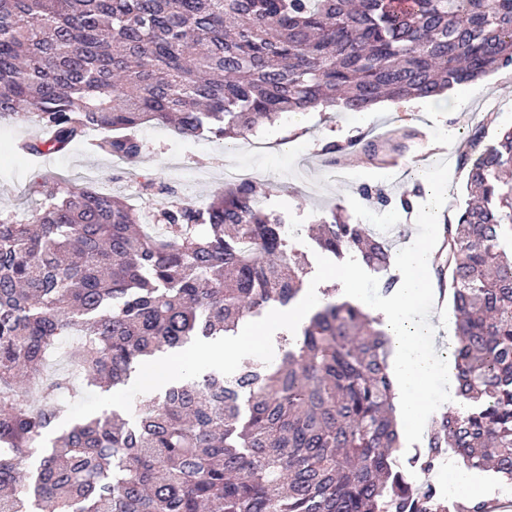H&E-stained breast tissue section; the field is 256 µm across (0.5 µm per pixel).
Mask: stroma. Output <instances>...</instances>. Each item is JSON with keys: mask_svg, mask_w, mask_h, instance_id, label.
<instances>
[{"mask_svg": "<svg viewBox=\"0 0 512 512\" xmlns=\"http://www.w3.org/2000/svg\"><path fill=\"white\" fill-rule=\"evenodd\" d=\"M482 83L484 90L475 97L466 96L464 87L454 89V96L463 100L464 110L459 114L429 111L427 102L420 100L408 111L377 107L362 112L310 110L296 117L287 115L259 127L254 138L265 148L257 153L242 138L185 140L165 126H145L137 132L144 144L140 158L120 165L110 155L90 152L82 141L43 162L16 147L19 140L36 138V125L22 120L4 123L0 125V210L21 214L33 209L40 200L39 184L46 179L74 191L91 187L122 197L142 207L149 217L160 187L170 188L171 201L194 206L223 191L225 167L237 166L262 183L264 208L287 214L288 245L307 258L317 252L308 235L314 215L336 208L342 209L350 223L369 230L386 225L388 240L397 250L417 234L415 214L405 212L398 203L402 193L424 184V171L444 159L455 200L464 203L468 172L458 160L470 147V135L484 129L490 142L512 127V69L492 71ZM490 100L502 105L491 121L485 112ZM360 138L387 141L398 150L383 163L360 158L346 179H336L323 146ZM365 184L384 189L390 204L380 206L363 199L359 188Z\"/></svg>", "mask_w": 512, "mask_h": 512, "instance_id": "1", "label": "stroma"}]
</instances>
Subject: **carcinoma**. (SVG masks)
<instances>
[{"mask_svg": "<svg viewBox=\"0 0 512 512\" xmlns=\"http://www.w3.org/2000/svg\"><path fill=\"white\" fill-rule=\"evenodd\" d=\"M508 67L512 0H0V120L52 133L28 154L96 129L103 152L135 160L149 124L236 139L285 112L426 99ZM459 164L472 198L444 224L436 275L467 404L434 419L422 467L447 448L512 482V131ZM258 193L250 180L201 209L167 202L149 233L136 206L58 181L26 219L0 211V512H489L408 481L390 338L336 287L277 361L62 428L90 388L299 297L308 264ZM317 223L324 251L389 267L388 241L334 210Z\"/></svg>", "mask_w": 512, "mask_h": 512, "instance_id": "1", "label": "carcinoma"}]
</instances>
